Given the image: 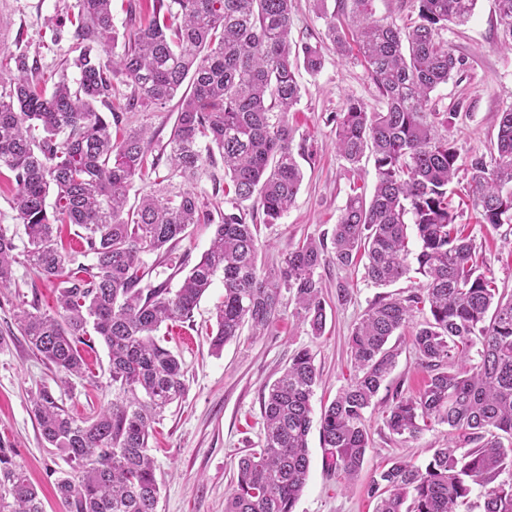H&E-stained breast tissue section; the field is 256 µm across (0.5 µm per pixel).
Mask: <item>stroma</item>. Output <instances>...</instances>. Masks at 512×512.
<instances>
[{
  "mask_svg": "<svg viewBox=\"0 0 512 512\" xmlns=\"http://www.w3.org/2000/svg\"><path fill=\"white\" fill-rule=\"evenodd\" d=\"M74 0H0V60L26 50L39 62L43 88H52L73 57L72 32L77 24ZM499 22L493 0H478L469 21L449 25L446 37L464 64L433 94L437 111L449 113L447 134L461 159L489 154L500 113L512 107V52L501 48ZM301 95L288 121L296 140H307L312 158L303 160L304 179L294 203L278 223L261 225L259 264L279 263L288 250L306 238L330 237L354 189L372 192V163L351 166L334 147L333 117L348 98L376 109V90L363 68L353 60L327 56L320 72H300ZM457 222L478 250L485 253L500 287L512 290V224L493 228L478 222L467 206H460ZM327 309L324 336L309 335L294 315V304L283 301L263 335L243 333L239 340L213 353L205 334L222 300L224 286L215 281L194 311L191 321L162 327L171 350L182 361L186 393L169 405L149 440L159 485L157 512H224V495L238 459L263 439L261 400L287 366L293 352L312 349L321 382L312 398L321 410L347 385L351 366L348 337L380 290L365 281L359 268H340L328 262L318 270ZM350 295L338 300L337 284ZM56 284L37 277L25 262L14 268L11 284L0 288V446L12 449L14 460L38 488L45 512H59L54 485L70 466L65 456L44 442L30 411L29 399L48 389L59 405L79 418L99 412L112 398L107 388L109 358L103 343L87 351L90 372L60 385L46 362L20 334L15 316L19 308L38 303L53 310ZM412 330L392 337L399 349L397 364L380 389L379 400L391 399L393 389L415 393L427 378L412 347ZM369 449L354 485L324 470L318 430L308 437L310 471L294 512H374L376 501L367 492L371 475L397 458L423 465L435 448L448 440V428L433 425L409 441L389 433L378 412L365 414Z\"/></svg>",
  "mask_w": 512,
  "mask_h": 512,
  "instance_id": "1",
  "label": "stroma"
}]
</instances>
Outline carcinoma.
Returning a JSON list of instances; mask_svg holds the SVG:
<instances>
[{"label": "carcinoma", "instance_id": "cac0c4a2", "mask_svg": "<svg viewBox=\"0 0 512 512\" xmlns=\"http://www.w3.org/2000/svg\"><path fill=\"white\" fill-rule=\"evenodd\" d=\"M112 0H76L77 29L70 66L50 94L36 91L37 59L9 55L0 66V168L15 183L12 209L28 235L26 264L59 281L58 309H21L16 320L30 348L66 385L89 372L84 348L104 342L112 400L77 419L50 391L30 399L45 442L71 471L56 480L61 512H156L159 486L149 438L156 416L185 393L181 362L158 335L167 322H186L218 276L224 299L216 306L210 346L219 353L244 326L259 336L274 320L281 291L310 335L325 334L327 313L317 269L363 265L364 278L388 287L414 272L423 277L408 295H379L349 339L353 374L321 409L323 466L348 481L363 469L369 436L364 413H381L393 435L413 438L446 424L453 438L424 466L398 458L372 477L375 512H459L474 486L484 489L481 512H512V294L498 287L483 254L461 234L454 190L464 175L480 223H512V108L500 113L490 160L459 162L454 141L441 133L448 113L432 93L461 65L443 33L471 17L477 0H414L417 17L401 25L375 17V0H313L325 22L315 45L290 37L293 0H154L152 18L118 45ZM500 45L512 51V0H495ZM356 37L367 78L381 107L356 98L335 115L336 150L358 169L373 158L371 196L354 193L332 230L331 244L305 239L278 267L257 264L258 225L275 224L301 187L288 112L300 98L299 68L318 73L325 54L349 52L345 25ZM131 88L124 108L163 106L179 98L168 140L171 183L126 208L135 180L156 169L153 137L130 127L112 139L122 116L112 110L113 81ZM224 163L228 207L212 211L194 184ZM55 194L53 212L47 198ZM57 224L84 234L83 255L63 252ZM211 224L206 250L179 287L143 284L146 257L166 259L190 226ZM415 235L417 267L409 261ZM0 228V288L13 279L17 257ZM412 346L428 371L414 395L375 401L396 366L388 346L416 315ZM320 379L316 354L296 350L268 388L261 415V448L242 456L224 497V512H293L306 484L312 397ZM12 502H7V499ZM0 512H45L38 489L0 447Z\"/></svg>", "mask_w": 512, "mask_h": 512}]
</instances>
